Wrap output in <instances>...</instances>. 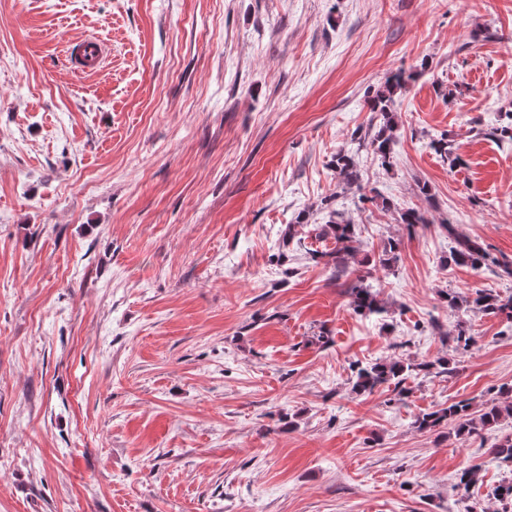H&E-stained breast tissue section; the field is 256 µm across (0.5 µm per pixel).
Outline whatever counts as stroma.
<instances>
[{"mask_svg":"<svg viewBox=\"0 0 512 512\" xmlns=\"http://www.w3.org/2000/svg\"><path fill=\"white\" fill-rule=\"evenodd\" d=\"M86 36L108 54L78 74ZM400 70L387 170L357 138ZM509 111L512 0H0V512H503L512 418L416 420L512 389V320L467 303L512 277L450 259L457 233L512 265ZM389 360L405 396L354 392ZM332 167L336 172L340 183L346 186L358 184L359 174L352 156L342 152L336 153L332 160ZM338 212L331 211L330 212V220L329 224L327 225V228L331 231V234L336 239L337 243L345 244L352 241L353 238V224H350L349 222L345 221L343 217H340V219H337ZM350 246L344 245L341 248L336 249L333 252H322L320 254L321 258L328 257L327 264L333 265L335 269L340 268L342 261L345 260V256L349 254ZM352 301L354 310L368 315H380L386 311V308L377 299L376 293L370 286L354 285L351 287ZM505 416H512L511 400L505 404L491 403L478 417L470 412L469 402L458 401L423 415L418 420V428L431 429L447 421L458 436H473L490 429Z\"/></svg>","mask_w":512,"mask_h":512,"instance_id":"1","label":"stroma"}]
</instances>
